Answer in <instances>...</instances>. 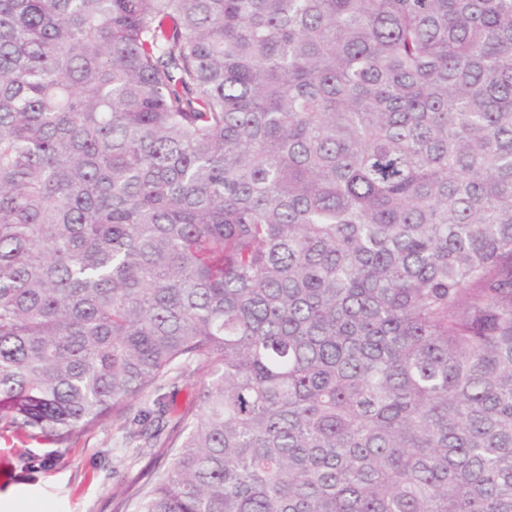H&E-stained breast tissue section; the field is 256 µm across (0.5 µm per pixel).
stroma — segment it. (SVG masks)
<instances>
[{"label": "stroma", "instance_id": "1", "mask_svg": "<svg viewBox=\"0 0 512 512\" xmlns=\"http://www.w3.org/2000/svg\"><path fill=\"white\" fill-rule=\"evenodd\" d=\"M150 461L109 421L74 435L70 447L0 430V504L27 500V512H134L128 486Z\"/></svg>", "mask_w": 512, "mask_h": 512}]
</instances>
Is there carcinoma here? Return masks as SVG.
<instances>
[{
    "label": "carcinoma",
    "instance_id": "obj_1",
    "mask_svg": "<svg viewBox=\"0 0 512 512\" xmlns=\"http://www.w3.org/2000/svg\"><path fill=\"white\" fill-rule=\"evenodd\" d=\"M189 368L136 512H512V0H0V424Z\"/></svg>",
    "mask_w": 512,
    "mask_h": 512
}]
</instances>
